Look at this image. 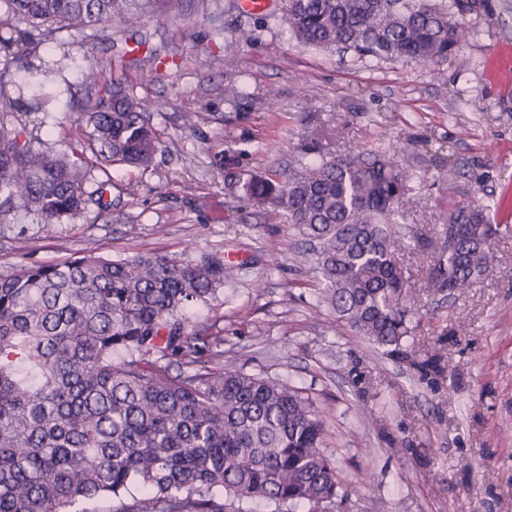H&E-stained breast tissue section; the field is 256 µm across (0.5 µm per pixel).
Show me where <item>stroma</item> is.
I'll list each match as a JSON object with an SVG mask.
<instances>
[{"mask_svg":"<svg viewBox=\"0 0 512 512\" xmlns=\"http://www.w3.org/2000/svg\"><path fill=\"white\" fill-rule=\"evenodd\" d=\"M283 4L245 15L234 0H165L129 32L102 25L37 43V55L68 58L52 79L16 75L55 103L45 149L76 146L93 94L82 74L110 58L124 59L161 146L147 173L93 170L110 182L107 210L92 203L77 219L0 224V273L61 263L93 244L110 259L221 253L236 276L189 323L223 337L225 360L244 373L316 401L344 512H512V0L467 16L468 40L437 71L299 44ZM141 41L145 51L126 54ZM232 81L249 94L238 106L227 99ZM187 112L201 115L194 128ZM369 145L414 186L392 222L416 310L402 352L391 354L335 319L319 300L315 264L301 259L304 237L243 201L236 179L285 176ZM457 204L488 205L499 233L488 270L453 297L430 288L415 237Z\"/></svg>","mask_w":512,"mask_h":512,"instance_id":"obj_1","label":"stroma"}]
</instances>
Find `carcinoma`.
<instances>
[{
    "instance_id": "carcinoma-1",
    "label": "carcinoma",
    "mask_w": 512,
    "mask_h": 512,
    "mask_svg": "<svg viewBox=\"0 0 512 512\" xmlns=\"http://www.w3.org/2000/svg\"><path fill=\"white\" fill-rule=\"evenodd\" d=\"M164 0H0V223L32 214L50 224L108 208L106 184L88 192L83 152L34 146L48 101L23 99L12 73L47 77L67 57L33 53L30 32L73 38L103 23L128 27ZM488 0H286L297 42L345 48L360 59L439 68L468 36L466 16ZM29 30L17 29L12 18ZM112 60L84 80L85 135L97 164L147 169L160 146L148 106L119 79ZM253 205L285 216L307 236L323 302L379 348L408 333L409 278L390 216L410 202L411 175L384 152L359 150L310 164L282 181L239 179ZM487 208L457 206L420 237L432 287L462 293L491 258ZM220 255L198 262L158 255L112 260L94 250L54 265L0 274V512H73L104 496L121 512H224L255 498L294 508H340L336 463L323 450L316 402L268 376L224 363L221 339L187 331L184 311L231 278ZM184 370L172 374L170 360Z\"/></svg>"
}]
</instances>
